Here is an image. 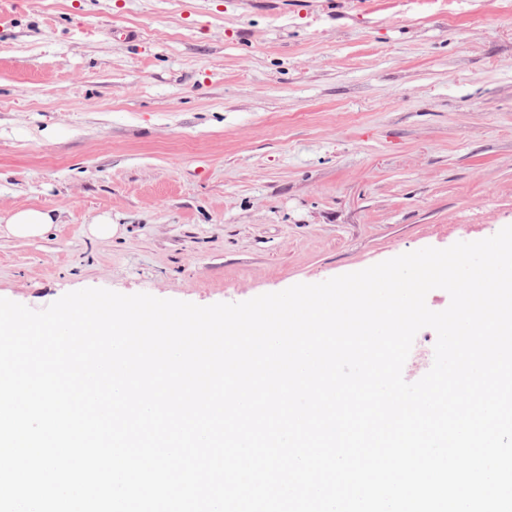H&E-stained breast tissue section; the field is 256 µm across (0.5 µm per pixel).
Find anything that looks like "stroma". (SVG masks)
I'll return each mask as SVG.
<instances>
[{"instance_id":"1","label":"stroma","mask_w":512,"mask_h":512,"mask_svg":"<svg viewBox=\"0 0 512 512\" xmlns=\"http://www.w3.org/2000/svg\"><path fill=\"white\" fill-rule=\"evenodd\" d=\"M0 297L237 303L512 225V0H0ZM119 232L96 239L89 225ZM52 211L41 209H21L10 214L0 225L1 233L17 238L44 237L56 225Z\"/></svg>"}]
</instances>
